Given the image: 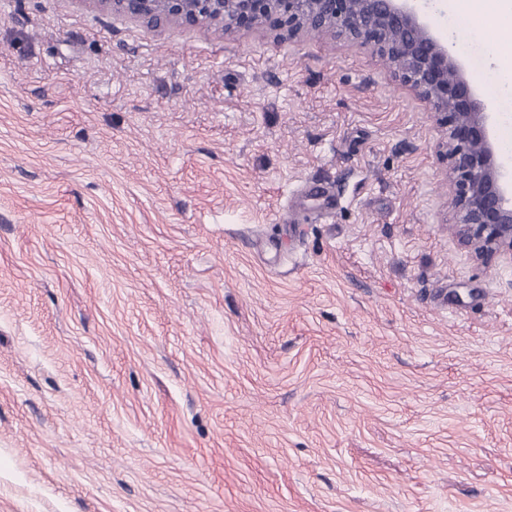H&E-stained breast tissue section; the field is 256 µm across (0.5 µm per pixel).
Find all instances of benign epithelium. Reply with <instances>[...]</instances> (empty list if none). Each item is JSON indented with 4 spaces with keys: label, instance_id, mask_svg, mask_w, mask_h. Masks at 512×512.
<instances>
[{
    "label": "benign epithelium",
    "instance_id": "obj_1",
    "mask_svg": "<svg viewBox=\"0 0 512 512\" xmlns=\"http://www.w3.org/2000/svg\"><path fill=\"white\" fill-rule=\"evenodd\" d=\"M148 24L210 23L228 33L274 21L278 36L320 33L368 45L445 118L455 231L483 256L512 251V186L489 133L488 104L473 91L448 42L418 16L416 0H91Z\"/></svg>",
    "mask_w": 512,
    "mask_h": 512
}]
</instances>
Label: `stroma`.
<instances>
[{
	"label": "stroma",
	"mask_w": 512,
	"mask_h": 512,
	"mask_svg": "<svg viewBox=\"0 0 512 512\" xmlns=\"http://www.w3.org/2000/svg\"><path fill=\"white\" fill-rule=\"evenodd\" d=\"M512 166V22L418 0ZM370 47L0 0V512H512V256Z\"/></svg>",
	"instance_id": "1"
}]
</instances>
